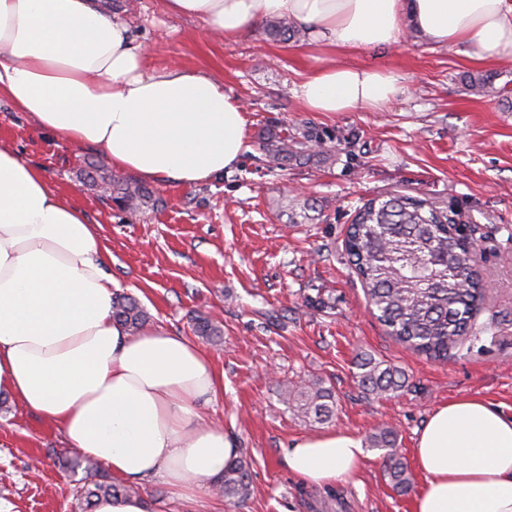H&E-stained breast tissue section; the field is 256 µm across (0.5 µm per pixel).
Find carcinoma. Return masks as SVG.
Wrapping results in <instances>:
<instances>
[{"instance_id": "cac0c4a2", "label": "carcinoma", "mask_w": 512, "mask_h": 512, "mask_svg": "<svg viewBox=\"0 0 512 512\" xmlns=\"http://www.w3.org/2000/svg\"><path fill=\"white\" fill-rule=\"evenodd\" d=\"M266 34L286 44L305 37V31L287 18L270 21ZM466 86L478 96L497 92L491 74L471 76ZM264 150L273 168L331 157L323 137L308 126L299 127L292 134L268 131ZM84 184L106 185L112 201L132 212L153 201L152 192L145 186L100 176L96 165L85 173ZM451 223L453 219L446 212L419 197L371 198L355 208L343 243L367 302L388 334L434 360L448 359V354L462 345L485 297V284L476 270L477 251L448 231ZM112 318L133 334L147 322L137 300L118 293L112 297ZM194 331L206 341L223 334L218 322L205 316L194 318ZM356 368V381L368 395L395 394L407 385L402 370L368 354L358 355ZM281 396L302 417L314 422L323 424L333 416L334 395L319 380L303 386H286ZM370 445L385 450L384 466L393 489L402 494L410 492L412 479L396 450L395 432L381 429L371 435ZM69 468L83 469L88 478L81 493L86 510L101 497L139 495L134 486L109 480L90 458L76 457L69 461ZM249 485V464L240 456L224 471L215 488L227 501L240 504L249 495Z\"/></svg>"}]
</instances>
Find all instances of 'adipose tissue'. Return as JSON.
Wrapping results in <instances>:
<instances>
[{
    "label": "adipose tissue",
    "instance_id": "1",
    "mask_svg": "<svg viewBox=\"0 0 512 512\" xmlns=\"http://www.w3.org/2000/svg\"><path fill=\"white\" fill-rule=\"evenodd\" d=\"M228 41L271 17L302 27L317 52L397 42L401 20L474 62L512 59V0H166ZM120 13L101 0H0V100L67 142L99 149L150 182L207 183L246 149L244 109L222 80L155 70ZM393 70L322 63L294 89L311 112H374L403 90ZM109 256L97 225L13 150L0 147V391L56 425L69 447L113 476L160 479L200 497L237 458L201 403L224 381L195 343L112 319ZM359 439L328 431L292 441L284 462L303 482L355 478ZM414 462V512H512V415L469 397L437 407Z\"/></svg>",
    "mask_w": 512,
    "mask_h": 512
}]
</instances>
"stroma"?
I'll return each instance as SVG.
<instances>
[{
  "mask_svg": "<svg viewBox=\"0 0 512 512\" xmlns=\"http://www.w3.org/2000/svg\"><path fill=\"white\" fill-rule=\"evenodd\" d=\"M107 4L125 11L150 67L175 62L219 77L246 117L248 149L233 170L204 184H153L158 205L132 214L85 187L90 165L120 175L98 149L69 144L0 101V144L97 225L113 289L139 301L149 327L190 340L194 317L221 323L220 343L203 349L224 374V396L200 410L249 460L250 495L240 507L211 493L175 500L154 478L138 484L149 512H412L413 494L393 490L380 449L369 447L356 480L331 489L304 484L283 453L304 435L336 430L367 443L390 427L408 462L441 403L473 396L512 413V60L472 62L405 22L398 44L341 58L398 71L403 94L379 112H310L292 94L316 65L308 40L275 42L261 25L227 42L201 21L169 13L164 0ZM477 73L493 74L499 95H471L465 83ZM302 125L323 134L332 160L269 167L264 132ZM387 194L454 211L477 243L489 291L448 360L427 359L387 335L347 261L343 240L355 208ZM359 353L399 367L407 387L364 394L355 381ZM316 379L336 399L322 425L303 421L280 396L283 384ZM72 454L60 430L0 396V512H76L85 474L63 469Z\"/></svg>",
  "mask_w": 512,
  "mask_h": 512,
  "instance_id": "stroma-1",
  "label": "stroma"
}]
</instances>
